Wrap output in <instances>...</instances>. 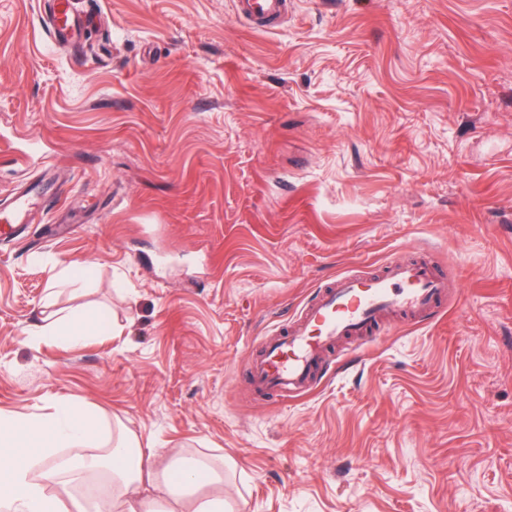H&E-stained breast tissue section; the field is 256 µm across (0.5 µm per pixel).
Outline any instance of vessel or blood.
I'll return each mask as SVG.
<instances>
[{"label":"vessel or blood","instance_id":"b4317fda","mask_svg":"<svg viewBox=\"0 0 512 512\" xmlns=\"http://www.w3.org/2000/svg\"><path fill=\"white\" fill-rule=\"evenodd\" d=\"M238 16L269 32L280 25L289 0H233ZM49 32L60 43H76L82 20L70 0H56ZM39 186L31 184L0 211V238H22L39 203ZM447 292L442 271L425 262L389 265L379 272H344L302 309L298 319L271 337L249 367L256 392L279 397L308 393L324 368L328 352L351 337L370 338L382 319L397 313L427 317L437 313Z\"/></svg>","mask_w":512,"mask_h":512}]
</instances>
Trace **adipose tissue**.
<instances>
[{
    "instance_id": "adipose-tissue-1",
    "label": "adipose tissue",
    "mask_w": 512,
    "mask_h": 512,
    "mask_svg": "<svg viewBox=\"0 0 512 512\" xmlns=\"http://www.w3.org/2000/svg\"><path fill=\"white\" fill-rule=\"evenodd\" d=\"M101 328L102 319L97 314L61 311L41 333L78 344ZM32 434L41 439L38 452L18 457L23 440ZM99 438L98 418L74 400L57 402L40 416L1 413L0 512H162L158 500L140 494L148 458L132 439L120 433L107 443L105 460L112 471V483L103 494L72 508L65 500L46 494L45 484L58 470L57 449ZM150 478L167 498L190 501L191 512H224L223 497L199 493L203 486L223 483V462L205 460L180 449L170 454L165 466Z\"/></svg>"
}]
</instances>
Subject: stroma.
Masks as SVG:
<instances>
[{
  "instance_id": "stroma-1",
  "label": "stroma",
  "mask_w": 512,
  "mask_h": 512,
  "mask_svg": "<svg viewBox=\"0 0 512 512\" xmlns=\"http://www.w3.org/2000/svg\"><path fill=\"white\" fill-rule=\"evenodd\" d=\"M0 0V412L77 399L152 451L224 457L230 512H512V0ZM431 260L405 314L302 397L250 357L337 274ZM77 274L79 289L61 283ZM92 310L79 345L37 335ZM49 32L59 43L69 45L80 39L82 20L80 15L72 9L69 0L55 2ZM290 3L288 0H233L236 14L250 20L256 30L265 32L279 27ZM39 185L32 183L14 199L9 208L0 212V221L3 223L0 229L3 241L16 240L23 237L27 224L32 222V213L39 203Z\"/></svg>"
}]
</instances>
